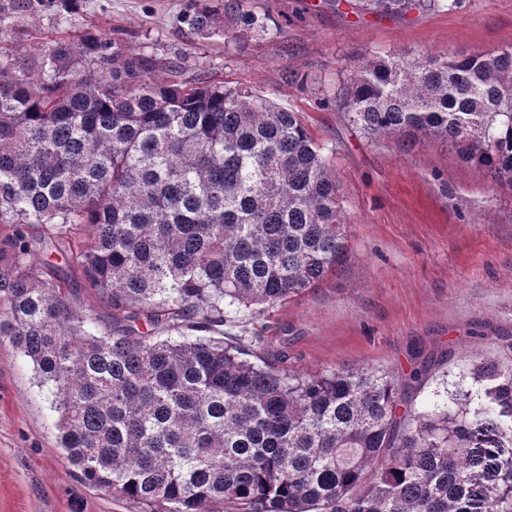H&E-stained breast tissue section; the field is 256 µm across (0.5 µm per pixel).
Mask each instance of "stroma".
I'll return each instance as SVG.
<instances>
[{"mask_svg": "<svg viewBox=\"0 0 512 512\" xmlns=\"http://www.w3.org/2000/svg\"><path fill=\"white\" fill-rule=\"evenodd\" d=\"M276 35L203 36L181 20L190 0H84L73 14L10 17L0 51L27 71L47 37L101 31L123 49L183 56L228 86L249 87L304 114L330 150L347 210L349 255L315 288L247 321L277 366L342 364L409 374L419 357L447 361L415 399L486 359L512 367V186L432 141H367L326 106L343 69L377 56L452 55L512 45V0H457L449 11L356 17L334 0H251ZM47 389L0 337V512H139L85 483L58 446Z\"/></svg>", "mask_w": 512, "mask_h": 512, "instance_id": "35a3bbf8", "label": "stroma"}]
</instances>
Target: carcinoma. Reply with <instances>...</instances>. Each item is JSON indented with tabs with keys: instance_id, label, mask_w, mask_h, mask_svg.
<instances>
[{
	"instance_id": "carcinoma-1",
	"label": "carcinoma",
	"mask_w": 512,
	"mask_h": 512,
	"mask_svg": "<svg viewBox=\"0 0 512 512\" xmlns=\"http://www.w3.org/2000/svg\"><path fill=\"white\" fill-rule=\"evenodd\" d=\"M80 0H13L70 12ZM268 33L248 0H195ZM455 0H351L358 15L451 10ZM33 74L0 58V336L52 386L60 445L90 485L141 512H512V369L419 406L407 376L355 364L278 370L270 342L224 336L315 287L348 256L347 213L304 116L100 34L55 37ZM336 109L365 138L421 139L512 186V45L396 54L343 73ZM88 226L82 240L68 239ZM55 230L107 319L27 229ZM69 279L72 283V287L77 289L76 293V304L80 308H95L102 315L112 314V310L103 307L99 304L96 297L84 288L83 281L78 270L69 272Z\"/></svg>"
}]
</instances>
